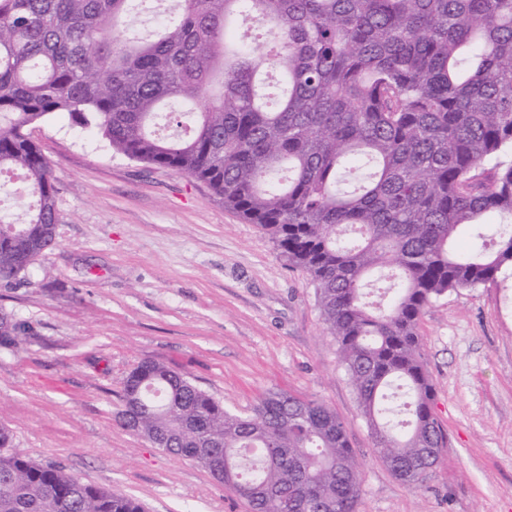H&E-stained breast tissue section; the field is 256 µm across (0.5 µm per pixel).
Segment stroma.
<instances>
[{"mask_svg": "<svg viewBox=\"0 0 512 512\" xmlns=\"http://www.w3.org/2000/svg\"><path fill=\"white\" fill-rule=\"evenodd\" d=\"M33 139L57 179L54 244L0 282L25 326L0 345V424L32 461L145 512H251L191 460L121 426L128 374L155 360L245 415L271 389L323 402L363 463L358 512H512V278L460 289L418 322L448 437L418 487L377 457L309 276L208 186L114 152L58 115Z\"/></svg>", "mask_w": 512, "mask_h": 512, "instance_id": "obj_1", "label": "stroma"}]
</instances>
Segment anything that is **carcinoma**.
<instances>
[{
    "label": "carcinoma",
    "instance_id": "1",
    "mask_svg": "<svg viewBox=\"0 0 512 512\" xmlns=\"http://www.w3.org/2000/svg\"><path fill=\"white\" fill-rule=\"evenodd\" d=\"M143 2L0 0V173L35 198L20 222L0 214V281L55 240L57 186L28 128L94 125L113 151L207 184L307 273L375 453L417 485L448 444L420 316L512 272V0H180L149 39L124 23ZM164 110L183 134H156ZM490 214L491 242L455 252ZM23 334L0 316L1 342ZM122 402L124 427L217 461L203 468L251 512H356L363 464L316 399L270 390L243 416L144 360ZM11 444L0 425V512H144Z\"/></svg>",
    "mask_w": 512,
    "mask_h": 512
}]
</instances>
